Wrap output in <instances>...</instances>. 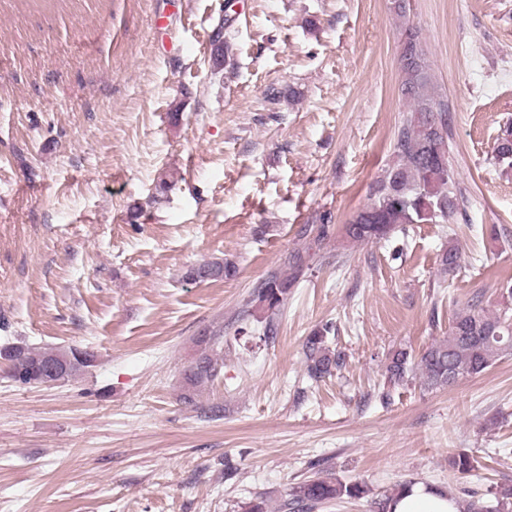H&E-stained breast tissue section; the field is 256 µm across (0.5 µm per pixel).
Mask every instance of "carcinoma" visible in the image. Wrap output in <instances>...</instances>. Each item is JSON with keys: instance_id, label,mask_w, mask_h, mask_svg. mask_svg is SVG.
<instances>
[{"instance_id": "1", "label": "carcinoma", "mask_w": 512, "mask_h": 512, "mask_svg": "<svg viewBox=\"0 0 512 512\" xmlns=\"http://www.w3.org/2000/svg\"><path fill=\"white\" fill-rule=\"evenodd\" d=\"M400 90L409 110L394 133V161L371 184L368 202L343 225L346 238L373 243L397 233H406L412 224H447L466 211V197L460 190L449 160L450 132L447 106L440 100L435 76L427 58L420 31L405 25L399 32ZM495 159L512 168V128H505L497 139ZM444 273L454 274L460 266L457 247L450 245L440 254ZM306 264L302 254L292 255L289 271L273 272L255 289L243 316L254 310L270 316L285 306L290 290ZM238 274L235 260L224 257L193 266L185 279L202 282L207 277L231 280ZM503 307L489 311L476 299L456 312L448 335L431 343L422 353L400 346L389 352L386 379L392 386L405 385L419 376L428 389L451 386L479 375L500 359L512 355V283L501 288ZM336 325L326 322L311 331L303 344L306 374L312 381L340 371L344 357L331 346ZM16 382L30 385L39 381L46 367L55 363L64 368L66 382L94 366L95 358L77 347L38 349L14 343L0 348V360ZM223 364L205 348L184 372L181 398L194 400L199 388L213 382ZM414 484L406 480L372 499L377 512H390L397 496ZM371 489L364 483L344 482L332 476L303 480L290 487L280 512H315L343 499H363ZM464 512H512V485L501 486L493 499H472Z\"/></svg>"}]
</instances>
